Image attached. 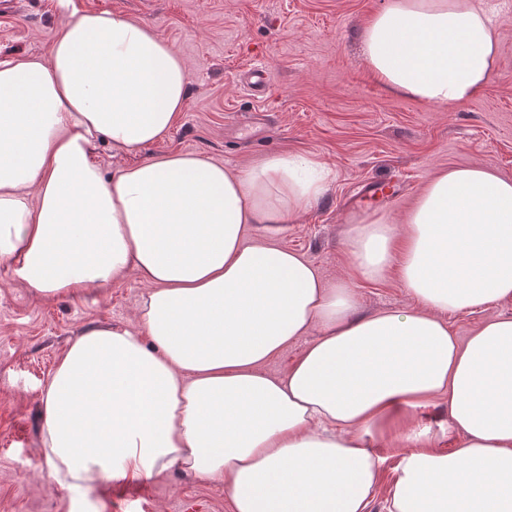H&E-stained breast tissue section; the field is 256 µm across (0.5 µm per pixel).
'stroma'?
<instances>
[{
    "label": "stroma",
    "instance_id": "1",
    "mask_svg": "<svg viewBox=\"0 0 512 512\" xmlns=\"http://www.w3.org/2000/svg\"><path fill=\"white\" fill-rule=\"evenodd\" d=\"M384 0H0V64L48 57L74 12H109L144 22L187 65L188 93L174 127L136 152L97 138L104 174L157 156L202 155L232 172L277 153L312 156L334 177L324 196L288 224H251L247 241L268 238L299 253L330 284H351L357 311L406 310L414 302L397 272L357 278L347 229L377 212L401 223L441 171L480 164L512 179V7L492 8L499 50L484 92L444 108L389 94L369 73L363 28ZM272 76L266 98L240 76L252 65ZM146 285L128 271L111 286L55 299L34 295L0 264V512H230L222 485L170 469L78 490L38 469L43 389L70 344L90 327L131 329ZM430 447L449 451L448 401L413 415ZM385 462L368 512H387L400 460L394 435L368 436Z\"/></svg>",
    "mask_w": 512,
    "mask_h": 512
}]
</instances>
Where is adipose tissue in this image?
I'll use <instances>...</instances> for the list:
<instances>
[{
  "instance_id": "ef3b65f1",
  "label": "adipose tissue",
  "mask_w": 512,
  "mask_h": 512,
  "mask_svg": "<svg viewBox=\"0 0 512 512\" xmlns=\"http://www.w3.org/2000/svg\"><path fill=\"white\" fill-rule=\"evenodd\" d=\"M498 55L479 0H386L364 29L389 93L438 106L485 90ZM186 64L121 14L71 16L48 59L0 65V262L41 297L147 285L132 329L89 328L43 391L40 457L54 485L176 468L223 484L232 512H367L383 456L365 435L448 400L458 446L400 429L388 512H512V316L455 336L447 314L512 297V180L483 166L433 177L405 217L348 232L358 278L397 270L415 301L357 312L294 251L246 243L294 220L325 166L273 154L233 173L172 153L105 176L104 136L134 152L183 108ZM303 343L281 375L265 366Z\"/></svg>"
}]
</instances>
